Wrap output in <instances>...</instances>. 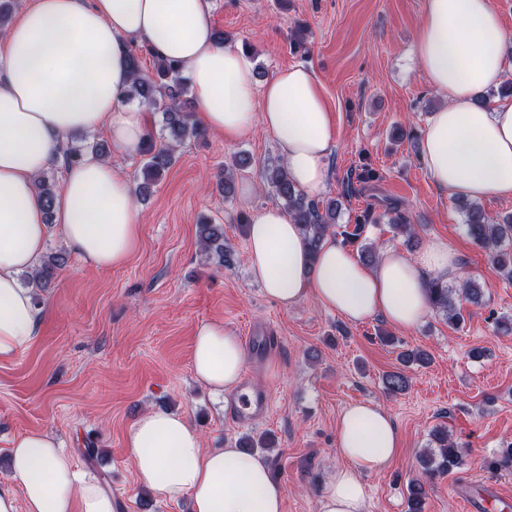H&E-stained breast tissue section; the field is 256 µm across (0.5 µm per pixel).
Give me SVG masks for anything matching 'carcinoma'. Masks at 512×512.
<instances>
[{
    "mask_svg": "<svg viewBox=\"0 0 512 512\" xmlns=\"http://www.w3.org/2000/svg\"><path fill=\"white\" fill-rule=\"evenodd\" d=\"M133 79L126 93L129 98H137L155 112L162 113L167 143L157 145L152 137H145L139 154L142 156L141 174L145 182L139 184V193L148 190V182L157 181L174 161V152L188 140L203 137V131L191 122V113L184 110L183 96L188 92L182 65L175 60L155 58L153 70H142L137 52L131 54ZM265 181L271 185L278 197L284 202L288 216L303 231L311 253H316L322 239L336 224V214L341 210L342 202L332 199L327 203L309 199L301 192L284 165L268 168L264 173ZM37 189L46 208L53 206L60 190L59 182L42 175L37 179ZM466 211L465 227L471 242L484 252L487 260L494 265L502 278L512 281V216L500 222H493L477 204L464 206ZM375 222L373 210L367 209L356 217L352 230H343L344 241L358 245L360 260L373 263L378 255L371 243L364 237L365 228ZM199 242L208 257L217 258L219 265L230 264L231 255L224 252V225L204 221L198 225ZM68 256L65 252L52 251L44 256L41 264L26 277L27 285L39 290L48 287L56 272L66 266ZM428 292L433 309L443 314L448 325L459 327L465 321L464 303L474 305L482 303L484 287L469 279L460 290L448 288V284L439 278L429 281ZM400 364L409 367L413 364L425 365L430 362L427 353L421 350H404L399 355ZM383 385L386 392L398 394L406 390L407 377L399 372L385 375ZM427 479L448 474L463 463V450L450 440L448 430L437 427L431 431V445L425 449L419 460ZM427 498V483L416 480L408 488V512H424Z\"/></svg>",
    "mask_w": 512,
    "mask_h": 512,
    "instance_id": "cac0c4a2",
    "label": "carcinoma"
}]
</instances>
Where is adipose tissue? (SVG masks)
<instances>
[{
	"label": "adipose tissue",
	"mask_w": 512,
	"mask_h": 512,
	"mask_svg": "<svg viewBox=\"0 0 512 512\" xmlns=\"http://www.w3.org/2000/svg\"><path fill=\"white\" fill-rule=\"evenodd\" d=\"M212 12V0H30L0 32V360L37 337L43 307L19 276L40 264L53 233L95 268L123 265L138 244L131 182L95 154L65 167L56 152L58 142L97 131L115 149L138 152L147 114L124 102L134 46L181 62L204 127L234 141L261 122L293 182L310 194L323 188L334 122L319 79L291 66L256 85L243 51L217 44ZM415 51L446 100L422 136L431 180L473 201L512 196V98L477 102L512 69V36L492 0H427ZM54 167L62 189L48 210L36 179ZM247 251L254 280L279 305L310 296L349 321L380 315L405 330L432 310L428 276L451 280L459 271L455 253L438 239L412 256L388 247L372 265L329 236L310 254L298 225L272 206L251 216ZM192 364L214 393L235 390L245 365L239 336L220 320L199 324ZM399 442L379 405L348 406L336 432V450L348 465L326 483L318 512H365L361 477L385 469ZM126 446L144 483L170 501L190 496L193 512H284L285 489L264 455L204 447L182 415L144 413ZM10 464L13 482L0 485V512H114L111 494L80 478L48 433L14 440Z\"/></svg>",
	"instance_id": "adipose-tissue-1"
}]
</instances>
